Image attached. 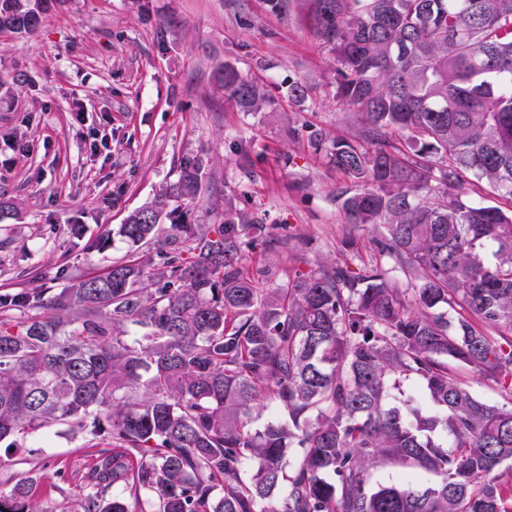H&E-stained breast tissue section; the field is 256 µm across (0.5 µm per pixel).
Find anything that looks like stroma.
Instances as JSON below:
<instances>
[{
  "label": "stroma",
  "instance_id": "35a3bbf8",
  "mask_svg": "<svg viewBox=\"0 0 512 512\" xmlns=\"http://www.w3.org/2000/svg\"><path fill=\"white\" fill-rule=\"evenodd\" d=\"M311 0H63L36 33L0 32V187L22 217L0 220V294L54 295L112 263L159 258L170 243L120 236L128 213L178 179L183 156L206 165L209 189L182 203V220L208 230L225 208L243 214L247 267L268 266L270 287L332 257L352 272L388 265L372 226L348 223L336 200L348 181L313 148L316 133L355 131L335 99V63L309 23ZM167 36L158 48V33ZM232 64L270 101L247 112L215 87ZM30 80L15 82L18 72ZM303 83L305 98L289 94ZM105 144L91 151L89 139ZM109 431L54 426L26 441L0 488L29 483L39 512H71L82 474Z\"/></svg>",
  "mask_w": 512,
  "mask_h": 512
}]
</instances>
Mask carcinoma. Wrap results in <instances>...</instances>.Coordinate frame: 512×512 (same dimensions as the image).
<instances>
[{
	"mask_svg": "<svg viewBox=\"0 0 512 512\" xmlns=\"http://www.w3.org/2000/svg\"><path fill=\"white\" fill-rule=\"evenodd\" d=\"M56 2L0 0V31L34 34ZM314 2L357 131L313 146L350 181L349 222L414 276V302L381 265L336 259L265 287L241 215L224 210L214 238L181 223L174 202L205 180L202 158H181L119 233L188 257L115 263L47 303L0 295V441L90 414L110 428L79 512H512V212L458 192L477 180L512 199V0ZM217 85L243 109L268 102L228 63ZM458 366L504 403L474 397ZM401 378L426 404L393 394ZM270 402L288 420L253 427ZM385 466L400 477L374 480ZM0 512H34L25 483L0 489Z\"/></svg>",
	"mask_w": 512,
	"mask_h": 512,
	"instance_id": "1",
	"label": "carcinoma"
}]
</instances>
